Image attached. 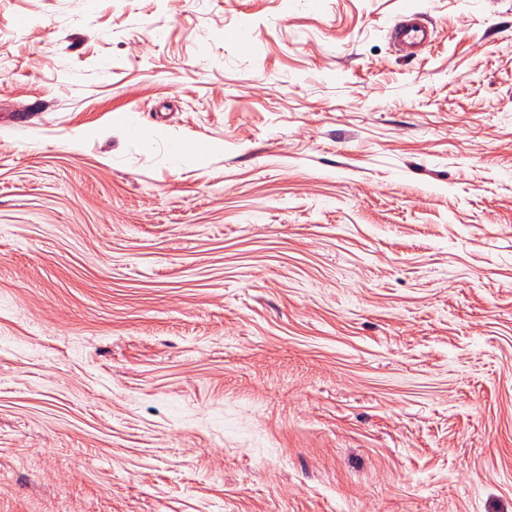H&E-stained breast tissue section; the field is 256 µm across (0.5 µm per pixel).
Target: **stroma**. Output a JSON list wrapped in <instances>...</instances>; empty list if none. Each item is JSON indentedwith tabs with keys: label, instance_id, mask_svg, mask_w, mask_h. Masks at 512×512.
I'll use <instances>...</instances> for the list:
<instances>
[{
	"label": "stroma",
	"instance_id": "obj_1",
	"mask_svg": "<svg viewBox=\"0 0 512 512\" xmlns=\"http://www.w3.org/2000/svg\"><path fill=\"white\" fill-rule=\"evenodd\" d=\"M0 512H512V0H0ZM400 38L407 47L418 48L430 42L431 34L425 25L407 21L400 28Z\"/></svg>",
	"mask_w": 512,
	"mask_h": 512
}]
</instances>
